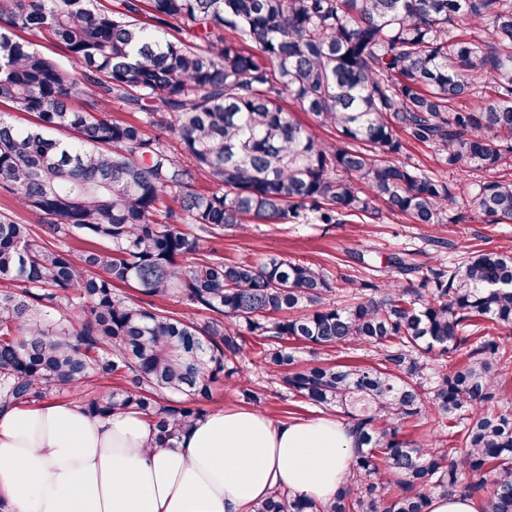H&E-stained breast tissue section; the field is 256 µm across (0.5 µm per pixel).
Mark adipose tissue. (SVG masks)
<instances>
[{"label": "adipose tissue", "mask_w": 512, "mask_h": 512, "mask_svg": "<svg viewBox=\"0 0 512 512\" xmlns=\"http://www.w3.org/2000/svg\"><path fill=\"white\" fill-rule=\"evenodd\" d=\"M142 414L48 401L0 405V512H248L282 487L332 500L355 452L347 422L215 410L174 447Z\"/></svg>", "instance_id": "obj_1"}]
</instances>
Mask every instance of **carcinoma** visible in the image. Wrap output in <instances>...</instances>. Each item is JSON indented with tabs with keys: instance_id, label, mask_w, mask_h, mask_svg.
I'll return each mask as SVG.
<instances>
[{
	"instance_id": "1",
	"label": "carcinoma",
	"mask_w": 512,
	"mask_h": 512,
	"mask_svg": "<svg viewBox=\"0 0 512 512\" xmlns=\"http://www.w3.org/2000/svg\"><path fill=\"white\" fill-rule=\"evenodd\" d=\"M286 97L337 139L296 121ZM464 98L474 110L454 107ZM114 102L142 117L112 116ZM2 105L32 121L0 111L1 400L118 380L84 408L136 410L172 448L252 337L286 389L340 409L356 433L332 501L277 488L252 512H430L437 496L512 512V413L486 408L512 368L490 335L512 331L511 250L472 251L419 280L413 254H394L406 279L366 281L344 307L305 262L200 251L251 221L309 215L436 225L461 203L511 223L512 0H0ZM402 133L436 148L456 183L399 161ZM174 191L176 210L163 205ZM299 344L379 359L300 368ZM237 382L261 403L245 374ZM429 416L459 446L403 439Z\"/></svg>"
}]
</instances>
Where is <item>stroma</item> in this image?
Segmentation results:
<instances>
[{
  "label": "stroma",
  "instance_id": "obj_1",
  "mask_svg": "<svg viewBox=\"0 0 512 512\" xmlns=\"http://www.w3.org/2000/svg\"><path fill=\"white\" fill-rule=\"evenodd\" d=\"M203 249L228 261H257L277 255L322 266L334 284L330 300L340 305L351 280L390 277L387 258L391 253L417 249L421 262L433 267L458 259L471 249L512 250V224H492L458 206L449 210L447 223L437 227L414 224L387 212L375 220L344 224L291 220L255 223L247 233L228 232L208 240ZM236 366L264 391L261 409L270 417L282 421L323 417V410L289 393L275 368L262 364L254 352L244 353Z\"/></svg>",
  "mask_w": 512,
  "mask_h": 512
}]
</instances>
